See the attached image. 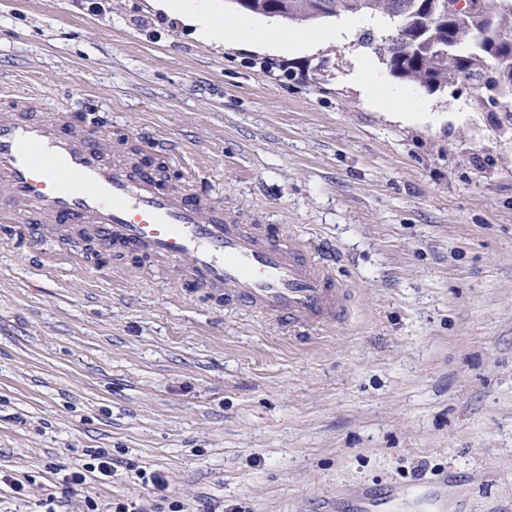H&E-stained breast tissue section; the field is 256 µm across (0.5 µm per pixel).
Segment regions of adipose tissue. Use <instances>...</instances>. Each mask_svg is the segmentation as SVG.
I'll list each match as a JSON object with an SVG mask.
<instances>
[{
    "mask_svg": "<svg viewBox=\"0 0 512 512\" xmlns=\"http://www.w3.org/2000/svg\"><path fill=\"white\" fill-rule=\"evenodd\" d=\"M156 7L160 11L179 15L194 27L200 38L207 41H220L228 36L234 41L254 48L293 54L313 50L320 43L319 37L316 36L250 22H237L232 28H225L218 14L200 7L196 0H157ZM351 79L364 91L375 107L381 110L397 109L398 116L402 120H413L420 114L432 110L427 102H412L404 90L384 87L379 79L377 67L371 60H360Z\"/></svg>",
    "mask_w": 512,
    "mask_h": 512,
    "instance_id": "adipose-tissue-1",
    "label": "adipose tissue"
}]
</instances>
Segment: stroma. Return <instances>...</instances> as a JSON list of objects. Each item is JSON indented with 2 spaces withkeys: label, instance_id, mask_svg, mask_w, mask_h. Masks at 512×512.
Wrapping results in <instances>:
<instances>
[{
  "label": "stroma",
  "instance_id": "1",
  "mask_svg": "<svg viewBox=\"0 0 512 512\" xmlns=\"http://www.w3.org/2000/svg\"><path fill=\"white\" fill-rule=\"evenodd\" d=\"M357 44L270 54L199 39L150 0H0V116L95 122L106 145H172L242 216L325 243L348 318L299 334L73 243L0 223V512H43L86 450L123 460L98 502L155 512H343L352 488L448 483L447 512H512V127L472 91L442 123L373 108Z\"/></svg>",
  "mask_w": 512,
  "mask_h": 512
}]
</instances>
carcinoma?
<instances>
[{"label":"carcinoma","instance_id":"1","mask_svg":"<svg viewBox=\"0 0 512 512\" xmlns=\"http://www.w3.org/2000/svg\"><path fill=\"white\" fill-rule=\"evenodd\" d=\"M246 15L311 26L353 15L379 16L389 23L365 32L361 44L392 77L436 92L452 85L473 91L482 110L494 106L512 121V0H478L472 11L460 0H227ZM499 77L496 99L488 100L485 74Z\"/></svg>","mask_w":512,"mask_h":512}]
</instances>
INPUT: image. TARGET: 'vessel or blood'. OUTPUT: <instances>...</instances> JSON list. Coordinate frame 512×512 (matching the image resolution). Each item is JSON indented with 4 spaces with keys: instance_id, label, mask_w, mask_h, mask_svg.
Listing matches in <instances>:
<instances>
[{
    "instance_id": "obj_1",
    "label": "vessel or blood",
    "mask_w": 512,
    "mask_h": 512,
    "mask_svg": "<svg viewBox=\"0 0 512 512\" xmlns=\"http://www.w3.org/2000/svg\"><path fill=\"white\" fill-rule=\"evenodd\" d=\"M97 132L65 113L0 119V223L27 224L31 244L62 241L68 225L87 224L101 246L166 264L211 297L296 329L339 323L350 291L317 245L275 224H249L192 186L161 185L111 159ZM404 491L365 488L349 512H398ZM417 512H445L440 491L420 489Z\"/></svg>"
}]
</instances>
